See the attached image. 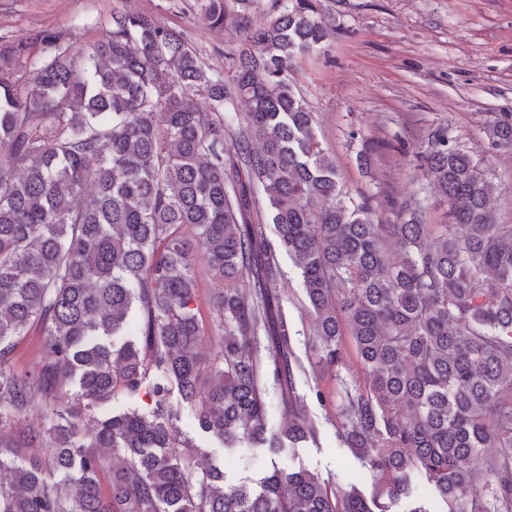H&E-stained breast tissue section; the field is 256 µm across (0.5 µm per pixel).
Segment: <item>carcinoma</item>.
I'll use <instances>...</instances> for the list:
<instances>
[{"mask_svg": "<svg viewBox=\"0 0 512 512\" xmlns=\"http://www.w3.org/2000/svg\"><path fill=\"white\" fill-rule=\"evenodd\" d=\"M122 2L80 52L56 31L0 47V512H390L402 499L431 512L409 497L412 471L445 512H512V224L497 223L481 161L432 130L417 167L449 223H426L417 199L382 222L344 185L291 80L295 57L332 35L320 0H278L259 28L258 0H206L207 20L234 30L225 74ZM239 98L248 112L228 139ZM484 133L512 153V114ZM199 245L222 332L206 362ZM282 250L308 299L313 374L336 377L340 440L376 474L369 497L304 469L228 486L189 465L194 446L165 414L175 389L226 449L316 441L276 287ZM133 308L139 341L117 347ZM33 328L39 356L19 374ZM72 381L93 403L144 394L153 411L99 420L68 404L62 424L14 426ZM49 467L67 479L46 482ZM39 339L40 336L34 329H32L27 336L22 337L12 360L14 371L17 373H25L33 369V357L37 352Z\"/></svg>", "mask_w": 512, "mask_h": 512, "instance_id": "carcinoma-1", "label": "carcinoma"}]
</instances>
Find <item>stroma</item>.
<instances>
[{
	"mask_svg": "<svg viewBox=\"0 0 512 512\" xmlns=\"http://www.w3.org/2000/svg\"><path fill=\"white\" fill-rule=\"evenodd\" d=\"M197 0H130L129 10L156 16L183 30L210 68L224 71L232 28L214 27ZM110 0H0V44L45 29L68 34L74 49L101 38ZM334 33L323 49L298 56L295 85L315 114V131L336 158L353 195L369 197L379 218L392 216L391 202L418 196L431 224L448 221V205L413 168L419 143L439 126L474 152L500 190L491 200L499 223L512 224V153L490 150L481 127L490 114L512 113V0H321ZM382 144L369 169L356 154L364 140ZM279 286L298 331L296 349L307 357L311 319L300 272L280 256ZM332 391V375L301 376L308 415L319 429L316 442L282 453L245 444L225 454L223 444L202 430L178 396H171L173 423L192 441L193 466L223 463L231 484L258 481L274 467L303 466L345 490L372 491L375 477L338 437L335 405H320L314 388Z\"/></svg>",
	"mask_w": 512,
	"mask_h": 512,
	"instance_id": "obj_1",
	"label": "stroma"
}]
</instances>
